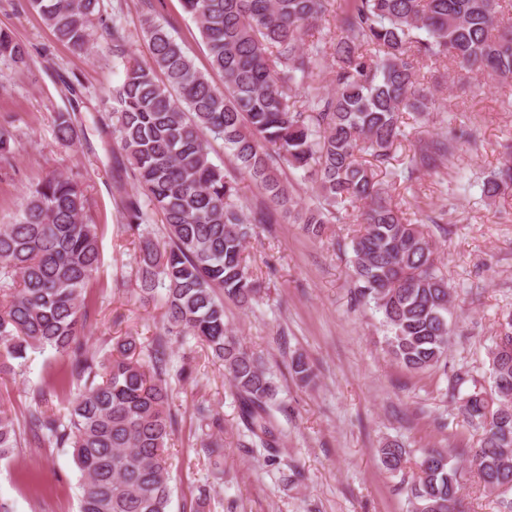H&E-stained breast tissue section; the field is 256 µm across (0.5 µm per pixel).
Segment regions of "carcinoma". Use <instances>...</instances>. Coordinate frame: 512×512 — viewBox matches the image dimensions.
Masks as SVG:
<instances>
[{
    "instance_id": "1",
    "label": "carcinoma",
    "mask_w": 512,
    "mask_h": 512,
    "mask_svg": "<svg viewBox=\"0 0 512 512\" xmlns=\"http://www.w3.org/2000/svg\"><path fill=\"white\" fill-rule=\"evenodd\" d=\"M56 40L76 52L102 31L117 42L118 13L107 0H28ZM197 22L211 70L223 87L199 70L167 25L140 21L150 59L124 63L125 78L104 89L112 96V135L119 142L141 193L116 184L137 239V287L149 300L162 293L165 335H190L222 362L237 402L238 428L247 448L277 461L279 387L261 356L244 347L224 323V300L248 307L259 289L247 264L252 225L237 183L210 158L221 140L241 174L276 209L311 237L323 238L351 209L360 229L350 238L352 284L361 301L382 314L386 344L406 369L440 366L454 334L452 294L435 245L422 224L394 206L377 180L393 146L407 137L410 117L431 112L433 87L421 70L444 62L460 72L512 80V15L507 0H344L334 40L315 37L330 0H182ZM0 62L29 66L25 46L0 30ZM331 67L332 89L316 77ZM303 95L304 106L295 98ZM55 137L78 140L76 116L58 113ZM13 127L0 123V160L12 155ZM467 138L420 140L406 181L445 166ZM507 158L483 180L493 200L512 190V144ZM368 155L372 162L362 161ZM316 186V203L297 208L289 172ZM162 216L160 240L148 229L149 210ZM96 226L85 216L82 189L62 174L37 185L8 224H0V375L27 350L50 348L67 361L84 389L61 416L49 407L30 411L26 427L50 445L72 448L81 473L80 512H169L166 346L143 359L136 336L112 343L98 356L83 343L86 289L98 269ZM224 292L219 297L217 291ZM490 388L468 370L452 376L460 411L482 428L471 465L489 493L512 489V313L502 316L489 351ZM292 374L308 385L311 366L298 355ZM19 424L0 405V459L21 446ZM223 476L224 440L212 433L204 445ZM382 468L403 471L407 452L393 441L378 450ZM408 488L412 512H459L461 475L453 450L429 449L415 462Z\"/></svg>"
}]
</instances>
